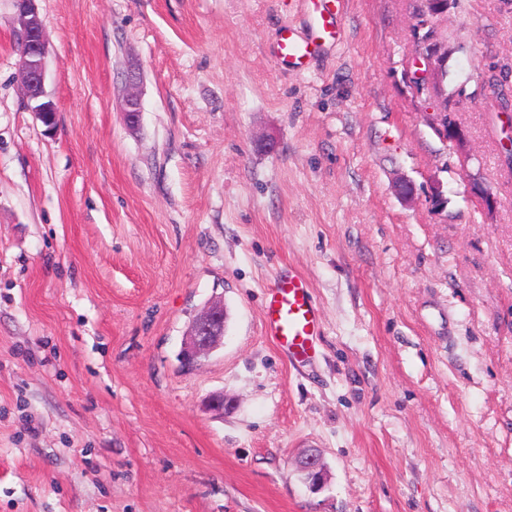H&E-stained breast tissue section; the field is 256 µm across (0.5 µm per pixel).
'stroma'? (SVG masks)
Instances as JSON below:
<instances>
[{"label": "stroma", "mask_w": 512, "mask_h": 512, "mask_svg": "<svg viewBox=\"0 0 512 512\" xmlns=\"http://www.w3.org/2000/svg\"><path fill=\"white\" fill-rule=\"evenodd\" d=\"M37 5L51 130L0 0V512H512V158L480 90L512 64L501 0L448 15L465 165L407 78L413 0H343L303 71L272 55L308 29L295 0ZM287 267L321 317L301 364L262 331ZM216 297L224 342L184 366ZM122 112L128 126L135 128L139 124L141 114V99L137 85L130 82L122 100ZM298 469L307 476L311 487H319L326 478V470L317 453H305L298 458Z\"/></svg>", "instance_id": "1"}]
</instances>
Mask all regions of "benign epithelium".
I'll return each mask as SVG.
<instances>
[{
	"label": "benign epithelium",
	"mask_w": 512,
	"mask_h": 512,
	"mask_svg": "<svg viewBox=\"0 0 512 512\" xmlns=\"http://www.w3.org/2000/svg\"><path fill=\"white\" fill-rule=\"evenodd\" d=\"M13 25L18 37L20 51L17 77L27 102L41 123L51 130L57 122V107L45 91V58L47 41L36 0H14ZM442 20H437L428 40V50L417 52V71L409 75V82L416 92L433 89L438 77L439 59L448 51V42L442 39ZM122 112L128 126H138L141 114V99L137 85L128 84L122 100ZM430 123L434 129L448 134V140L461 144L465 134L448 111L447 96H440L435 111L431 112ZM471 193L491 210L496 201L493 194L480 182L470 183ZM226 313L224 301L213 300L207 304L188 332V339L194 356L211 352L224 339ZM298 469L307 476L311 487H319L326 478V470L320 456L314 452L299 457Z\"/></svg>",
	"instance_id": "7a95c632"
}]
</instances>
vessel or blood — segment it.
I'll list each match as a JSON object with an SVG mask.
<instances>
[{
    "mask_svg": "<svg viewBox=\"0 0 512 512\" xmlns=\"http://www.w3.org/2000/svg\"><path fill=\"white\" fill-rule=\"evenodd\" d=\"M315 12L309 34L290 25L279 30L273 53L282 66L303 70L325 43L339 40L340 0H316ZM262 329L295 361H305L314 353L320 315L311 287L301 274L280 273L267 288Z\"/></svg>",
    "mask_w": 512,
    "mask_h": 512,
    "instance_id": "1",
    "label": "vessel or blood"
}]
</instances>
